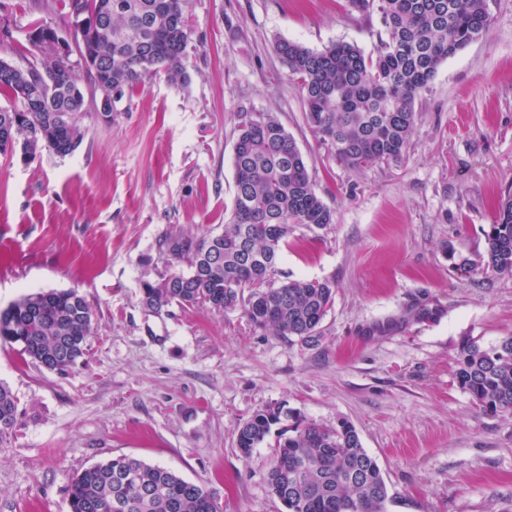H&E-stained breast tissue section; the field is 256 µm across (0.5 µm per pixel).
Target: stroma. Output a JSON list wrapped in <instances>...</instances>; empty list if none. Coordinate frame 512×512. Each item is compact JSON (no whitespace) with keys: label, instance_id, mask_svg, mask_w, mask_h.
<instances>
[{"label":"stroma","instance_id":"obj_1","mask_svg":"<svg viewBox=\"0 0 512 512\" xmlns=\"http://www.w3.org/2000/svg\"><path fill=\"white\" fill-rule=\"evenodd\" d=\"M19 58L35 23L74 38L62 7L0 0ZM439 67L398 160L351 171L308 126L276 40L379 47L378 15L347 0H185V86L150 76L88 111L66 156H0V311L74 289L93 313L85 355L56 373L0 341L17 421L0 436V512H68L72 474L127 454L204 486L221 512H284L269 489L277 433L251 457L240 424L346 420L386 482V512H512V413L482 412L455 379L464 339L512 335V276L484 271L485 231L512 192V0ZM277 115L334 211L294 225L278 279L329 282L313 341L251 325L243 307L142 304L170 269L158 242L220 230L233 201L241 110ZM465 258L469 268L457 269ZM280 410L268 407L256 412L237 431L236 447L245 457H249L254 448L264 442L272 425L280 420Z\"/></svg>","mask_w":512,"mask_h":512}]
</instances>
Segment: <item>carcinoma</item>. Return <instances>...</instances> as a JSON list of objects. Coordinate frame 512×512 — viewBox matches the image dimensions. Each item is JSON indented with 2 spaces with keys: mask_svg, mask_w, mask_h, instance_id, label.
<instances>
[{
  "mask_svg": "<svg viewBox=\"0 0 512 512\" xmlns=\"http://www.w3.org/2000/svg\"><path fill=\"white\" fill-rule=\"evenodd\" d=\"M351 9L380 16L385 39L374 56L335 42L311 49L287 39L275 50L303 92L306 121L346 168L361 171L397 160L415 128V100L439 66L490 28L487 0H348ZM184 0H112V14L87 30L121 93L162 71L174 86L188 81V34ZM18 75L0 73V93L13 105L0 107V129L19 122L26 130L22 151L68 155L84 138L85 96L73 69H61L44 85L41 111L26 112ZM60 124L45 137L48 123ZM235 193L231 216L220 232L202 237L167 235L159 250L174 268L172 287L142 289V303L160 311L173 302L233 308L244 304L256 327L305 342L319 334L333 304V288L316 280L275 283L282 246L292 225L321 230L334 211L315 193L295 139L271 113L241 114L233 153ZM177 249H170L172 242ZM485 267L512 275V194L499 203L485 237ZM0 323V340L44 369L60 372L81 358L92 335V311L75 290H48L21 297ZM456 382L486 413L512 411V335L485 347L463 343ZM11 390L0 385V435L16 423ZM280 410L256 412L237 431L245 457L264 442ZM268 473L272 495L287 512H385L388 488L355 427L297 424L278 442ZM69 512H220L210 494L174 471L121 455L73 475Z\"/></svg>",
  "mask_w": 512,
  "mask_h": 512,
  "instance_id": "carcinoma-1",
  "label": "carcinoma"
}]
</instances>
